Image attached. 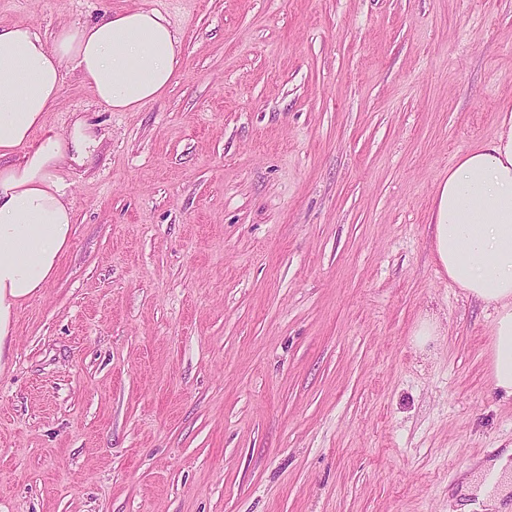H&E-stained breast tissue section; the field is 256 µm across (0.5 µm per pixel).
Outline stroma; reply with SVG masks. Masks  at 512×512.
<instances>
[{
    "instance_id": "obj_1",
    "label": "stroma",
    "mask_w": 512,
    "mask_h": 512,
    "mask_svg": "<svg viewBox=\"0 0 512 512\" xmlns=\"http://www.w3.org/2000/svg\"><path fill=\"white\" fill-rule=\"evenodd\" d=\"M139 6L178 41L163 96L112 112L70 66L48 114L102 142L0 371V512H454L512 403L431 198L512 111V0H0V23Z\"/></svg>"
}]
</instances>
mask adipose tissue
I'll return each instance as SVG.
<instances>
[{
  "label": "adipose tissue",
  "instance_id": "1",
  "mask_svg": "<svg viewBox=\"0 0 512 512\" xmlns=\"http://www.w3.org/2000/svg\"><path fill=\"white\" fill-rule=\"evenodd\" d=\"M179 46L166 17L142 7L60 28L44 40L25 25H0V366L12 350L19 308L55 277L72 240L67 179L101 138L74 113L47 123L74 65L112 112L157 101L175 76ZM431 249L439 272L493 313L488 370L512 401V115L496 137L461 152L435 189ZM491 480L468 478L458 512H498L512 494V448L487 462Z\"/></svg>",
  "mask_w": 512,
  "mask_h": 512
}]
</instances>
